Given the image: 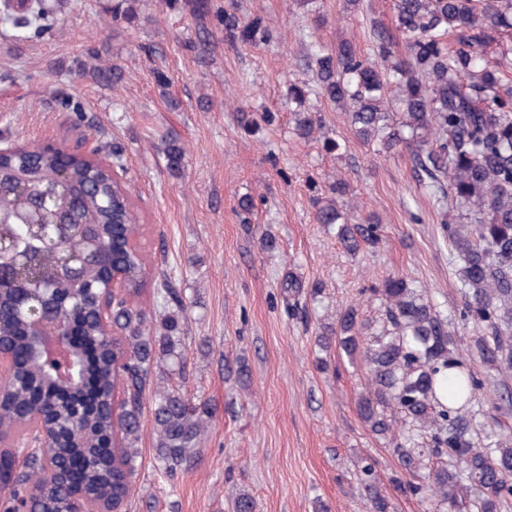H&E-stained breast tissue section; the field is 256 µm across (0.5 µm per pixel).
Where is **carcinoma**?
I'll return each instance as SVG.
<instances>
[{
	"label": "carcinoma",
	"instance_id": "obj_1",
	"mask_svg": "<svg viewBox=\"0 0 512 512\" xmlns=\"http://www.w3.org/2000/svg\"><path fill=\"white\" fill-rule=\"evenodd\" d=\"M393 12L402 43L375 21L370 57L347 40L334 48L314 45V83L289 86L288 97L301 106L311 96L324 98L343 110L357 138L409 153L436 197L443 236L462 262L461 302L453 317L472 325L474 336L470 349H456L451 319L405 277L391 275L369 288L382 306L379 325L365 323L350 306L320 343L336 346L363 368L357 410L372 434L391 440L400 467L411 474L399 483L403 494L427 512H506L512 508V443L478 427L475 404L492 393L512 400L473 363L500 377L512 375V86L503 84L512 52H501L493 65L485 60L492 33L512 30V0H394ZM48 19L43 0H17L0 20L22 38ZM223 22L233 43L256 46L272 38L262 19L242 20L234 0L224 6ZM450 32L459 33L452 48L445 42ZM316 124L311 113H296L299 137L311 138ZM166 153L169 168L181 171L183 148L171 142ZM122 171L123 152L116 146L110 166L72 155L70 186L98 224L99 253L112 254L125 268L124 287L110 292V272L97 261L85 266L79 281L57 279L59 251L25 224L31 190L53 181L55 157L0 158V219L18 248L38 256L40 268L38 277L13 270L15 287L48 289L46 300L62 315L74 301L82 305L74 319L72 368L81 379L65 387L43 359L32 357L16 292L0 294V342L14 352L0 396V475L13 479L0 495L3 512L21 503L29 512H71L79 494L127 508L147 404L155 453L167 475L190 466L205 441L209 404L191 400L171 382L186 368L183 294L165 276L152 316L137 304L147 262L137 244L141 216ZM450 208L464 223H448ZM315 221L336 225V238L350 252L380 237L381 225L371 218L344 223L333 198L316 203ZM104 309L116 336H103ZM116 392L122 398L113 407ZM41 429L47 447L30 449L13 474L11 448L30 443ZM47 454L65 460L67 468L48 476ZM356 474L370 512H391L377 461L359 457Z\"/></svg>",
	"mask_w": 512,
	"mask_h": 512
}]
</instances>
